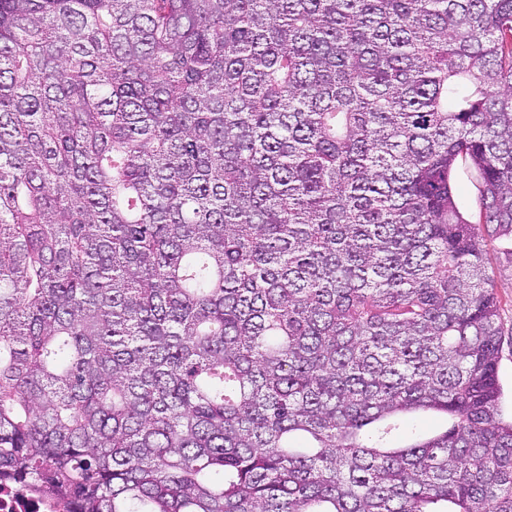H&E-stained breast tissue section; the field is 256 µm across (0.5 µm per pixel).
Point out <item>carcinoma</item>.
Here are the masks:
<instances>
[{"instance_id": "cac0c4a2", "label": "carcinoma", "mask_w": 512, "mask_h": 512, "mask_svg": "<svg viewBox=\"0 0 512 512\" xmlns=\"http://www.w3.org/2000/svg\"><path fill=\"white\" fill-rule=\"evenodd\" d=\"M511 233L512 0H0V481L512 512ZM458 200L465 211L477 212L480 207L479 191L474 173L460 168L455 182ZM492 266L495 270V292L501 302L503 326L498 374L503 387L501 410L509 418L512 412V235L494 237L489 242ZM446 427V416L435 413L418 414L410 421V428L426 434L445 430Z\"/></svg>"}]
</instances>
